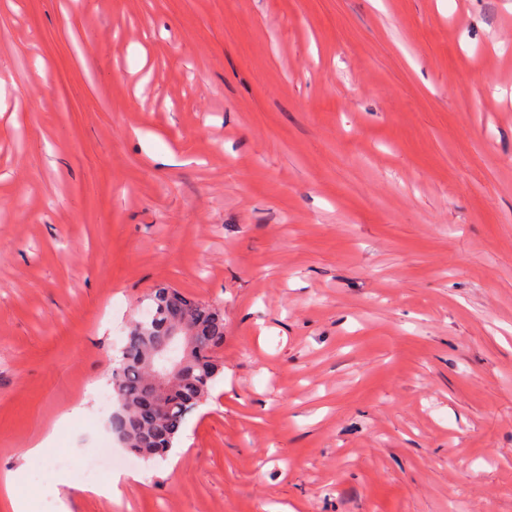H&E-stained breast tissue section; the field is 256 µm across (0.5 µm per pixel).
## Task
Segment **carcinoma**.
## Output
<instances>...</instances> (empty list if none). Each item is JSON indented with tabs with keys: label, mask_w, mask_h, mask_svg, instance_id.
Returning <instances> with one entry per match:
<instances>
[{
	"label": "carcinoma",
	"mask_w": 512,
	"mask_h": 512,
	"mask_svg": "<svg viewBox=\"0 0 512 512\" xmlns=\"http://www.w3.org/2000/svg\"><path fill=\"white\" fill-rule=\"evenodd\" d=\"M144 315L133 320L112 370L120 409L111 413L109 426L129 450L151 460L166 454L178 438L186 414L209 395L221 372L215 349L224 342V312L172 287H159L148 295ZM194 326L208 355L200 361L191 357V376L173 386L174 398L167 409L144 403V362L155 351L166 347V331L178 317Z\"/></svg>",
	"instance_id": "carcinoma-1"
}]
</instances>
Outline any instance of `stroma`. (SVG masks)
I'll return each instance as SVG.
<instances>
[{"label": "stroma", "mask_w": 512, "mask_h": 512, "mask_svg": "<svg viewBox=\"0 0 512 512\" xmlns=\"http://www.w3.org/2000/svg\"><path fill=\"white\" fill-rule=\"evenodd\" d=\"M160 285L223 372L120 499L56 488L128 457L93 389ZM20 465L41 510L512 512V0H0Z\"/></svg>", "instance_id": "obj_1"}]
</instances>
